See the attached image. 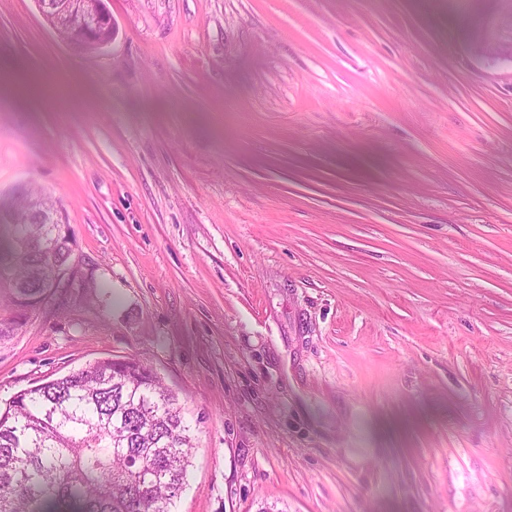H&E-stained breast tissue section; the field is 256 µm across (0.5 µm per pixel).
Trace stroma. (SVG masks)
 Returning a JSON list of instances; mask_svg holds the SVG:
<instances>
[{
    "label": "stroma",
    "instance_id": "obj_1",
    "mask_svg": "<svg viewBox=\"0 0 512 512\" xmlns=\"http://www.w3.org/2000/svg\"><path fill=\"white\" fill-rule=\"evenodd\" d=\"M456 0H107L76 50L0 0V196L83 281L0 345V402L153 367L175 512H512V64Z\"/></svg>",
    "mask_w": 512,
    "mask_h": 512
}]
</instances>
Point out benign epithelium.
I'll return each mask as SVG.
<instances>
[{"label": "benign epithelium", "mask_w": 512, "mask_h": 512, "mask_svg": "<svg viewBox=\"0 0 512 512\" xmlns=\"http://www.w3.org/2000/svg\"><path fill=\"white\" fill-rule=\"evenodd\" d=\"M37 4L45 22L56 32H67L69 42L83 52H97L114 38V23L105 0H37ZM502 29L501 17H486L478 40L472 45L474 52L480 53L484 47L499 43ZM51 270L58 273L54 287L77 286L78 268L75 258H70L61 267L53 264Z\"/></svg>", "instance_id": "7a95c632"}]
</instances>
